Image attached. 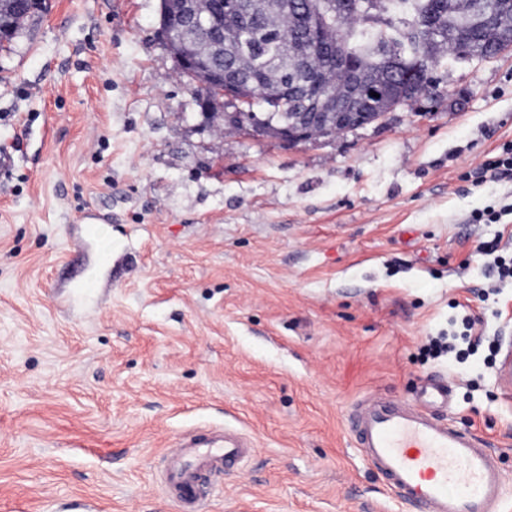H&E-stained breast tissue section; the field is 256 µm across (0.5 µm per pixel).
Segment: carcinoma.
Returning a JSON list of instances; mask_svg holds the SVG:
<instances>
[{"instance_id": "obj_1", "label": "carcinoma", "mask_w": 512, "mask_h": 512, "mask_svg": "<svg viewBox=\"0 0 512 512\" xmlns=\"http://www.w3.org/2000/svg\"><path fill=\"white\" fill-rule=\"evenodd\" d=\"M365 3L336 0V12L341 14L336 29L319 32L309 61L297 65L291 63L300 42L297 16L271 7L247 26L224 17V69L238 68L252 78L266 105L260 112L240 113L229 125L271 130L284 125L323 87L335 90L338 98L351 95L343 60L352 54L358 56L370 84L387 87L377 98L362 94L356 99L360 111L381 117L431 87L426 76L409 88L389 84L392 59L421 58L427 73L437 69L442 54L463 48L484 59L502 45L499 22L493 20L500 14L501 0H388L396 21L382 23L365 14ZM0 18L13 28L3 33L10 43L26 17L15 0H0Z\"/></svg>"}]
</instances>
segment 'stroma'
I'll list each match as a JSON object with an SVG mask.
<instances>
[{"mask_svg":"<svg viewBox=\"0 0 512 512\" xmlns=\"http://www.w3.org/2000/svg\"><path fill=\"white\" fill-rule=\"evenodd\" d=\"M159 0H42L0 51V512H181L189 430L256 442L205 512H415L349 429L354 402L452 389L512 512V50L443 59L430 94L287 146L203 120ZM499 241L497 257H475ZM484 340L423 359L427 337ZM481 180L487 175L490 179H499L506 176L512 177V145H504L502 152L487 158L480 166Z\"/></svg>","mask_w":512,"mask_h":512,"instance_id":"stroma-1","label":"stroma"}]
</instances>
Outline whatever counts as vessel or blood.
Returning <instances> with one entry per match:
<instances>
[{
	"mask_svg": "<svg viewBox=\"0 0 512 512\" xmlns=\"http://www.w3.org/2000/svg\"><path fill=\"white\" fill-rule=\"evenodd\" d=\"M449 398L439 380L426 382L412 403L370 395L355 404L351 429L387 490L421 512H501L504 475L495 456L476 436L451 428L435 413ZM185 445L192 455L169 482L182 512H203L198 471L217 464L237 469L252 442L227 428L190 436Z\"/></svg>",
	"mask_w": 512,
	"mask_h": 512,
	"instance_id": "obj_1",
	"label": "vessel or blood"
}]
</instances>
